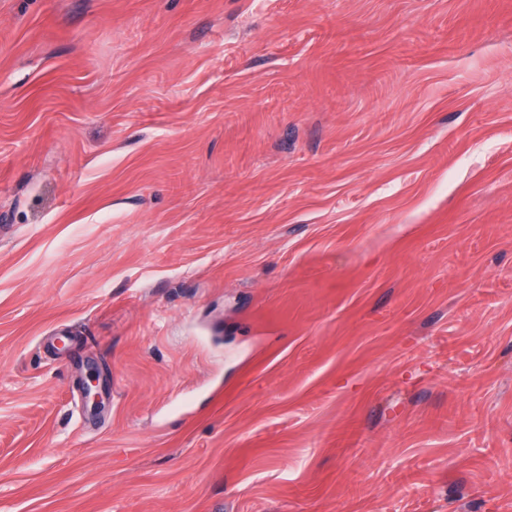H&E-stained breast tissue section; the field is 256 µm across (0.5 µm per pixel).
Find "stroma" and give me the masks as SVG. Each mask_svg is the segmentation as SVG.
<instances>
[{"label":"stroma","mask_w":512,"mask_h":512,"mask_svg":"<svg viewBox=\"0 0 512 512\" xmlns=\"http://www.w3.org/2000/svg\"><path fill=\"white\" fill-rule=\"evenodd\" d=\"M0 512H512V0H0Z\"/></svg>","instance_id":"1"}]
</instances>
